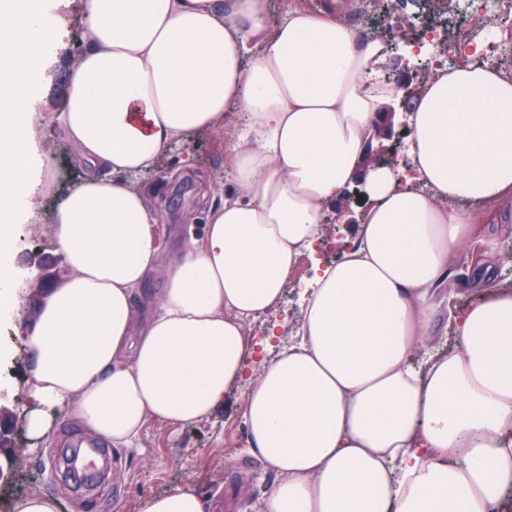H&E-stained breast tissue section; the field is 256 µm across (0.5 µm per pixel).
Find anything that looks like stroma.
<instances>
[{
	"label": "stroma",
	"instance_id": "35a3bbf8",
	"mask_svg": "<svg viewBox=\"0 0 512 512\" xmlns=\"http://www.w3.org/2000/svg\"><path fill=\"white\" fill-rule=\"evenodd\" d=\"M56 5L67 35L49 50L36 85L44 97L38 149L50 155L52 164L43 173L45 192L37 201L34 222L40 230L22 233L10 256L16 277L26 285L25 296L18 311L10 318L0 319V406L17 420L9 452L15 456L13 478L10 484L0 487V512H13L16 500L33 494L54 496L58 512H92L91 502L95 499L111 503L120 500L125 512H139L144 498L178 485L194 487L209 497L211 512H261L266 493L280 477L264 468L249 451L240 413L241 388L230 389L223 405L203 421L183 427L150 422L134 447L114 452L111 477L92 491L85 487L74 489L72 480L59 469V458L69 452L79 434L69 410L50 412L48 430L41 436L31 435L26 428L25 414L32 403L25 379L23 338L33 323L34 302L40 292L37 264L43 257L52 259V283H59L67 274L64 257L50 236L49 219L55 204L81 175L72 163V146L57 132L55 110L64 99L69 71L85 50L86 28L80 0H56ZM390 105L396 111L394 132L389 137L375 138L370 148L385 159L403 161L407 158L408 115L414 101L403 91ZM240 115L239 109H231L222 129L172 146L154 168L137 176V185L149 189L150 200L162 215L154 229L162 254L174 253L182 239L200 233L205 222V212L199 205L202 189H209L214 202L223 200L231 190L225 151L234 138ZM367 183L366 177H358L338 202L326 206L319 239L290 275L280 305L248 321V337L263 339L270 323L275 322L279 325L278 347H287L295 338L303 318V284L315 264L334 261L347 251L356 218L367 203ZM468 209L480 215L482 221L473 240L464 244L451 261L435 334L419 347L414 363H421L428 351L452 346L447 332L451 315L458 307L480 299L482 290L476 277L489 254L503 257L512 249L511 211L488 203H472Z\"/></svg>",
	"mask_w": 512,
	"mask_h": 512
}]
</instances>
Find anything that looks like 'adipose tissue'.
I'll return each instance as SVG.
<instances>
[{"label": "adipose tissue", "instance_id": "adipose-tissue-1", "mask_svg": "<svg viewBox=\"0 0 512 512\" xmlns=\"http://www.w3.org/2000/svg\"><path fill=\"white\" fill-rule=\"evenodd\" d=\"M81 7L88 44L58 122L82 175L50 227L68 275L26 338L28 431L67 408L81 431L130 448L151 420L195 423L240 386L250 451L282 477L264 512H492L512 490V289L487 282L452 317L454 346L412 358L474 234L461 202H512V80L484 63L422 88L408 137L419 189L400 169L372 174L351 247L315 265L296 342L252 382L245 325L279 305L361 167L396 93L377 78L387 54L332 12L296 6L267 31L269 0ZM65 33L46 0H0V251L43 190L31 87ZM235 106V189L163 257L161 216L129 179ZM139 512L208 504L177 486Z\"/></svg>", "mask_w": 512, "mask_h": 512}]
</instances>
